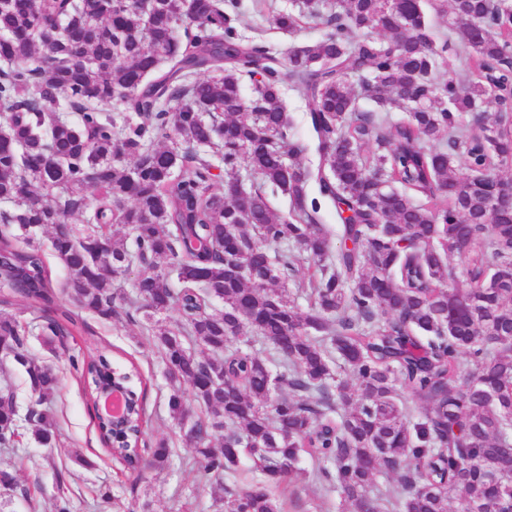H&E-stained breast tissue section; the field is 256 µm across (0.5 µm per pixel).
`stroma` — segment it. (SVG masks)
I'll return each instance as SVG.
<instances>
[{
    "label": "stroma",
    "instance_id": "35a3bbf8",
    "mask_svg": "<svg viewBox=\"0 0 512 512\" xmlns=\"http://www.w3.org/2000/svg\"><path fill=\"white\" fill-rule=\"evenodd\" d=\"M237 30L248 40L286 52L323 38L322 19L313 18L297 31L285 33L270 18L259 17L257 0H238ZM26 326L28 354L51 365L58 377L52 398L60 435L54 447H45L24 434L11 448L0 447V472L14 484L9 492L12 512H57L61 498H68L71 512H214L215 489L192 461L182 433L168 412L169 387L158 353L148 347L139 318L105 321L82 312L68 330L64 345L50 348L44 337L31 332L33 317L25 307L8 308ZM113 362L134 361L146 392L147 421L141 447L151 450L166 440L171 450L165 469L128 470L102 443L94 422L93 403L83 388L76 364L98 353ZM315 461L303 458L296 472L276 489L285 512H341L340 496L329 485L314 480Z\"/></svg>",
    "mask_w": 512,
    "mask_h": 512
}]
</instances>
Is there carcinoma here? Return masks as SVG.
I'll return each mask as SVG.
<instances>
[{
	"mask_svg": "<svg viewBox=\"0 0 512 512\" xmlns=\"http://www.w3.org/2000/svg\"><path fill=\"white\" fill-rule=\"evenodd\" d=\"M311 2L275 13V26L295 30L316 13ZM511 14L512 0H451L457 38L439 44L421 0H336L321 40L278 56L241 38L224 0H0V201L14 205L0 218V304L24 302L47 337L76 323L69 309L45 316L56 293L38 232L51 228L75 308L106 321L143 314L180 427L191 388L201 416L186 441L203 475L232 470L244 452L263 475L219 498L224 512H281L274 488L305 455L344 512H512V208L476 179L512 166V127L477 110L512 97ZM58 21L68 34L48 45ZM448 51L477 78L440 81ZM212 68L222 75L200 76ZM256 75L248 120L241 80ZM286 85L309 103L310 147L289 133ZM359 97L380 111L359 110ZM113 101L137 117L118 136L97 109ZM395 108L407 119L391 121ZM309 151L314 163L295 162ZM211 155L224 165L222 193ZM243 167L256 179L248 191ZM90 191L87 224L59 228L84 213ZM270 191L290 198L289 216L272 214ZM327 203L337 249L317 224ZM303 259L307 311L276 288ZM133 269L128 296L118 288ZM457 278L464 287L449 286ZM173 309L183 321L169 325ZM245 327L266 357L227 350ZM0 352L25 369L27 422L53 445L45 403L56 375L28 355L8 312ZM465 355L475 368L461 385ZM135 376L103 353L80 373L93 399ZM401 388L424 408L415 423ZM130 401L121 436L95 416L101 441L132 471L159 469L170 449L161 440L147 459L136 451L145 409L134 389ZM19 428L14 395L1 393L0 445Z\"/></svg>",
	"mask_w": 512,
	"mask_h": 512,
	"instance_id": "1",
	"label": "carcinoma"
}]
</instances>
